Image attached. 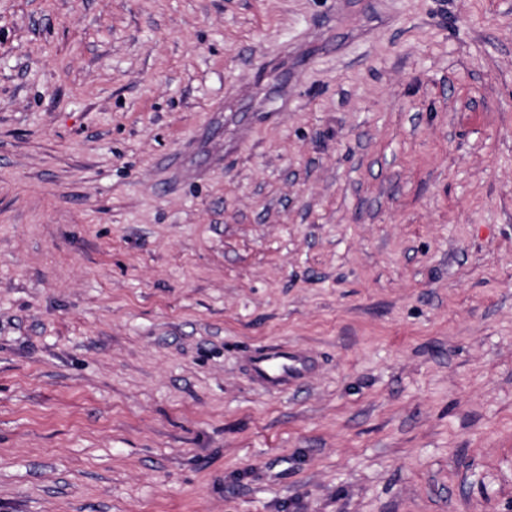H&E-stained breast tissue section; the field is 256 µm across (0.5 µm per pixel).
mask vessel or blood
<instances>
[{"label":"vessel or blood","mask_w":512,"mask_h":512,"mask_svg":"<svg viewBox=\"0 0 512 512\" xmlns=\"http://www.w3.org/2000/svg\"><path fill=\"white\" fill-rule=\"evenodd\" d=\"M316 366L311 353L281 342L251 347L247 356L252 381L265 390L280 394L301 386Z\"/></svg>","instance_id":"1"}]
</instances>
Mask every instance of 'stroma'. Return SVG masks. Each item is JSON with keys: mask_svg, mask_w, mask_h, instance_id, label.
<instances>
[{"mask_svg": "<svg viewBox=\"0 0 512 512\" xmlns=\"http://www.w3.org/2000/svg\"><path fill=\"white\" fill-rule=\"evenodd\" d=\"M0 512H512V0H0ZM315 357L288 343H268L249 349L247 368L252 381L275 393L298 388L316 369Z\"/></svg>", "mask_w": 512, "mask_h": 512, "instance_id": "stroma-1", "label": "stroma"}]
</instances>
